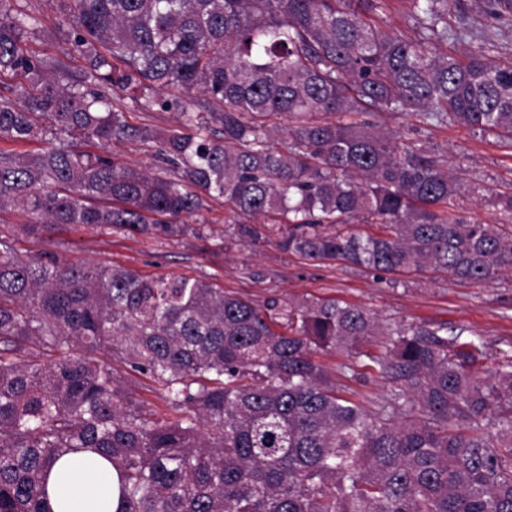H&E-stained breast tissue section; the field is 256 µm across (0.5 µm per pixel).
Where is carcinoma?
Wrapping results in <instances>:
<instances>
[{"label":"carcinoma","mask_w":512,"mask_h":512,"mask_svg":"<svg viewBox=\"0 0 512 512\" xmlns=\"http://www.w3.org/2000/svg\"><path fill=\"white\" fill-rule=\"evenodd\" d=\"M11 2L0 75L23 82L0 93V143L52 140L0 149V210L26 217L15 233L200 235L187 219L222 198L234 218L286 225L281 247L317 263L477 285L512 272V187L499 222L468 217L447 162L375 123L396 112L512 144V62L485 33L463 59L438 53L455 36L448 0H413L417 37L381 19L384 0H59L52 30ZM31 34L65 47L33 55ZM123 94L184 119L155 172L105 151L157 138L129 124ZM317 350L372 362L390 387L375 411ZM486 355L446 323L259 304L48 249L23 260L0 233V512H52L49 473L78 449L118 471V512H512V356L483 375ZM144 379L165 412L134 397Z\"/></svg>","instance_id":"obj_1"}]
</instances>
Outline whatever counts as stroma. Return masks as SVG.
<instances>
[{"label": "stroma", "instance_id": "35a3bbf8", "mask_svg": "<svg viewBox=\"0 0 512 512\" xmlns=\"http://www.w3.org/2000/svg\"><path fill=\"white\" fill-rule=\"evenodd\" d=\"M448 25L468 31L488 30L500 56L512 59V22L487 13L485 0H448ZM384 129L426 142L447 156L465 185L476 196L463 200L469 215L488 223L499 219L493 197L512 183V146L494 137L455 125H431L414 116L381 114ZM224 202L210 200L197 221L202 236L161 239L137 233L81 227L54 233L51 246L61 261L99 266L121 265L151 277L191 275L229 293L263 302L319 297L358 304L382 324L444 322L464 337H479L489 355L483 370H494L501 351L512 347V273L482 285L462 283L442 272L383 277L339 265H323L289 254L281 245V230L256 218L259 239L242 234L225 220ZM317 363L334 376L346 393L373 406L388 390L370 367H351L346 353H317Z\"/></svg>", "mask_w": 512, "mask_h": 512}]
</instances>
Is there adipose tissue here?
I'll return each instance as SVG.
<instances>
[{
	"label": "adipose tissue",
	"mask_w": 512,
	"mask_h": 512,
	"mask_svg": "<svg viewBox=\"0 0 512 512\" xmlns=\"http://www.w3.org/2000/svg\"><path fill=\"white\" fill-rule=\"evenodd\" d=\"M53 512H83L78 501L90 495L102 498L104 512H117L120 499L115 470L94 454L80 453L55 464L48 485Z\"/></svg>",
	"instance_id": "ef3b65f1"
}]
</instances>
